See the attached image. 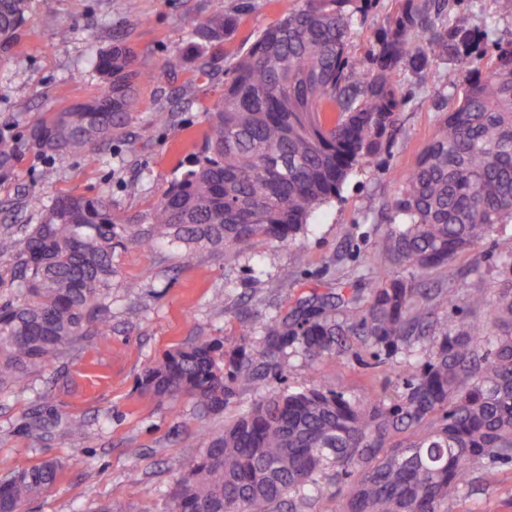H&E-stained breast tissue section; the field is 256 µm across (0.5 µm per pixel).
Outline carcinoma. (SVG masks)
Returning <instances> with one entry per match:
<instances>
[{
    "instance_id": "carcinoma-1",
    "label": "carcinoma",
    "mask_w": 512,
    "mask_h": 512,
    "mask_svg": "<svg viewBox=\"0 0 512 512\" xmlns=\"http://www.w3.org/2000/svg\"><path fill=\"white\" fill-rule=\"evenodd\" d=\"M351 2L287 0L226 73L200 151L145 212L121 217L102 195L69 193L54 199L43 223L0 234L16 283L0 305V388L23 390L34 370L108 331L112 289L136 288L116 280V243L150 246L169 236L218 248L229 262L258 241L298 247L315 211L401 132L400 74L419 86L441 64L462 74L415 165L392 171L398 193L375 248L404 274L376 277L365 299L338 288L300 301L262 322L256 353L245 326L231 352L204 339L142 371L144 392L187 395L202 411L196 435L205 445L183 444L194 463L168 512H298L342 481L340 512H448V500L469 492L474 469L512 465V254L496 264L505 288L491 309L479 289L458 296L448 288L456 257L512 223V40L448 20L470 0H402L384 34L357 56L349 51ZM29 19V0H0V57ZM237 24L223 14L195 18L187 52L146 72L122 41L101 50L100 93L32 117L22 139L0 137V177L16 171L25 150L107 162L139 111L137 84L161 88L184 65L211 73L214 57L201 48L224 42ZM435 270L445 281L425 287ZM461 299L470 318H438L437 308ZM354 338L388 356L422 339L429 348L407 365L395 397L371 392L360 401L315 381L263 396L210 433L205 415L221 413L239 382L262 394L270 376L288 372V347L318 362L346 353ZM59 474L54 460L8 471L0 512H28Z\"/></svg>"
}]
</instances>
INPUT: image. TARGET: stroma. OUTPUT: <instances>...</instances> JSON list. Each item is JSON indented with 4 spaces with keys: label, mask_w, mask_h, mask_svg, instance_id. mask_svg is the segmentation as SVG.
Segmentation results:
<instances>
[{
    "label": "stroma",
    "mask_w": 512,
    "mask_h": 512,
    "mask_svg": "<svg viewBox=\"0 0 512 512\" xmlns=\"http://www.w3.org/2000/svg\"><path fill=\"white\" fill-rule=\"evenodd\" d=\"M32 19L12 53L0 59V135L20 137L37 112H56L100 92L103 80L90 58L121 40L135 52L136 65L147 71L185 50L190 20L199 11L239 14L237 29L222 45L210 48L219 70L210 75L185 66L169 84L139 87L140 110L126 137L113 144L109 162L79 153L44 158L25 153L15 174L0 178V232L17 224H39L45 205L76 192L103 195L120 215H135L181 173L180 165L197 152L207 130V108L224 93L230 70L261 32L279 17L273 0H57L52 18H42L37 0ZM399 0H364L367 23L350 51L361 55L386 29ZM469 28L492 26L512 39V17L501 14L495 0H472L456 13ZM460 74L442 65L427 87L408 75L400 83L408 103L401 114L403 130L389 152L358 167L338 198L323 205L301 236L302 246L257 243L229 263L222 251L209 247L186 250L170 238L153 247L123 241L112 250L119 288L112 291V328L67 350L51 368L31 374L22 392L0 393V461L24 468L45 459L57 460L61 472L54 487L31 505V512H95L111 502L117 512H166L168 493L191 466L183 442L195 430L197 409L186 397L158 399L138 383L143 368L163 354L208 337L223 341L225 350L240 342L243 316L252 322L289 313L297 301L323 294L336 284L365 291L381 264L375 244L387 231V216L398 186L392 170L410 169L436 129V104L452 91ZM176 112L161 124L162 112ZM140 182L130 194L126 183ZM43 204L31 206L29 193ZM512 254V223L496 226L483 242L455 261L459 290L484 289L495 300L499 283L487 267L498 256ZM137 282L135 292L122 284ZM222 308H215L214 298ZM407 352L376 359L369 346L354 343L344 355L309 364L301 354L290 357L285 381H271L273 391L294 389L317 378L330 388L364 398L365 387L394 392ZM58 418L60 427L37 438L25 426L32 411ZM85 421L71 431L72 416ZM81 449L73 458V449ZM476 491L449 501L448 512H512V467L481 470ZM138 482L141 494L131 499L127 487Z\"/></svg>",
    "instance_id": "1"
}]
</instances>
